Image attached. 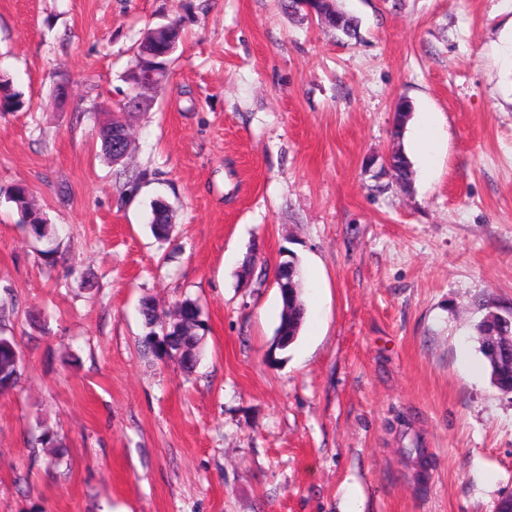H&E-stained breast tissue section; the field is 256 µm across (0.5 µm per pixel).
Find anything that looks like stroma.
<instances>
[{
    "instance_id": "stroma-1",
    "label": "stroma",
    "mask_w": 512,
    "mask_h": 512,
    "mask_svg": "<svg viewBox=\"0 0 512 512\" xmlns=\"http://www.w3.org/2000/svg\"><path fill=\"white\" fill-rule=\"evenodd\" d=\"M336 4L359 38L280 0H0L24 100L0 112V331L25 366L0 392V512H342L351 485L362 512H495L512 492V394L474 332L512 306V0ZM173 22L169 78L112 163L99 128L143 32ZM401 100L407 193L367 167ZM286 251L307 317L273 355ZM146 296L201 304L194 373L144 348ZM30 193L25 184H15L8 190L7 199L20 211L23 223L29 224L32 232L40 239H50L54 233L52 224H46L39 211L34 209L29 199ZM171 218L169 209L157 201L152 206L151 230L156 238L166 240L169 235ZM489 313L490 310L487 312L485 317H483L475 326L480 344V352L486 361L491 384L501 392L512 393L511 366L509 364L506 365L504 363H496L494 360L489 358L486 352V347L488 344V339L486 336H488V333L490 332V327L486 322V317Z\"/></svg>"
}]
</instances>
